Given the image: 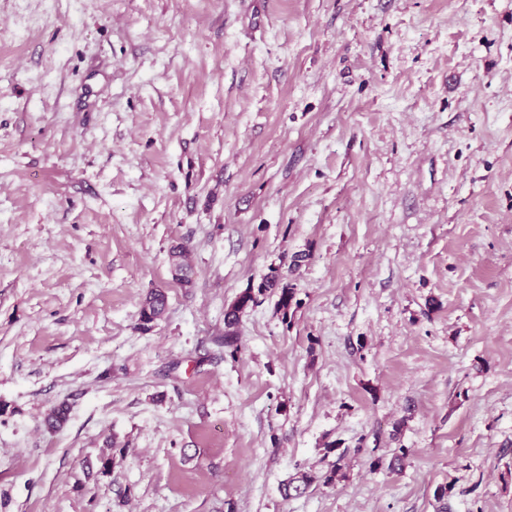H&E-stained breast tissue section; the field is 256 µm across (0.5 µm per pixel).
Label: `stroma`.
Segmentation results:
<instances>
[{"mask_svg": "<svg viewBox=\"0 0 512 512\" xmlns=\"http://www.w3.org/2000/svg\"><path fill=\"white\" fill-rule=\"evenodd\" d=\"M0 512H512V0H0ZM169 263L173 280L185 288L191 287L193 265L188 248L181 244L172 246L169 252ZM286 279L287 277L281 272V267L273 266L269 268V272L262 277L256 286H250L240 293L224 312L226 336L234 334L233 329L238 325L241 316L250 306L257 304L259 296L276 295L278 297L277 309L282 312L286 321L292 306L298 307L299 305V302L295 300V288L289 287ZM167 306V296L162 290H151L141 303L139 320L142 325H148L160 320Z\"/></svg>", "mask_w": 512, "mask_h": 512, "instance_id": "stroma-1", "label": "stroma"}]
</instances>
